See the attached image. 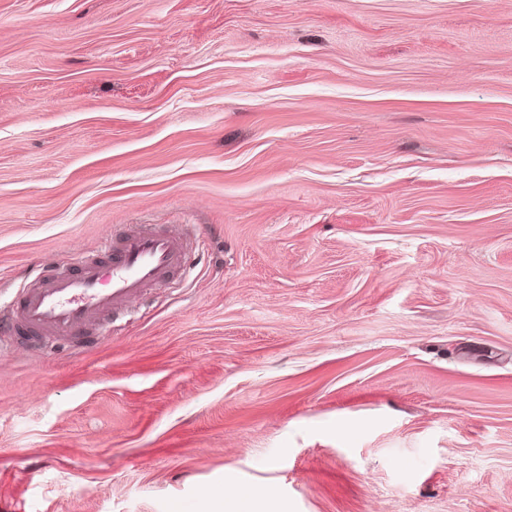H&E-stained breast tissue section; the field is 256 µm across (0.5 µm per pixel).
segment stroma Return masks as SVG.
I'll return each instance as SVG.
<instances>
[{"label":"stroma","mask_w":512,"mask_h":512,"mask_svg":"<svg viewBox=\"0 0 512 512\" xmlns=\"http://www.w3.org/2000/svg\"><path fill=\"white\" fill-rule=\"evenodd\" d=\"M124 224L186 275L0 345V512H512V0H0V311Z\"/></svg>","instance_id":"1"}]
</instances>
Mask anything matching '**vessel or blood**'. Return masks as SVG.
Instances as JSON below:
<instances>
[{
  "instance_id": "obj_1",
  "label": "vessel or blood",
  "mask_w": 512,
  "mask_h": 512,
  "mask_svg": "<svg viewBox=\"0 0 512 512\" xmlns=\"http://www.w3.org/2000/svg\"><path fill=\"white\" fill-rule=\"evenodd\" d=\"M188 243L181 230L131 224L72 269L35 272L22 288L0 334L28 340L92 344L104 321L184 266Z\"/></svg>"
}]
</instances>
